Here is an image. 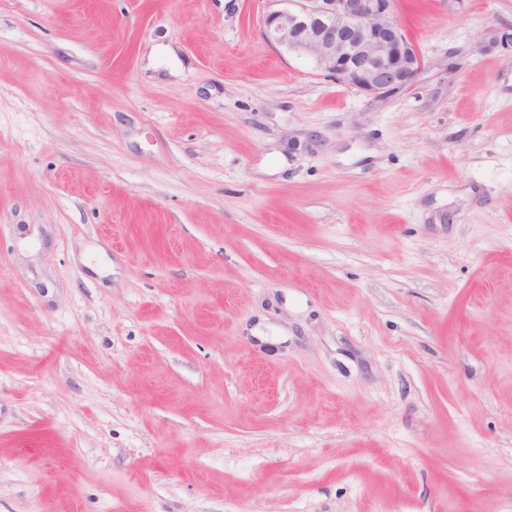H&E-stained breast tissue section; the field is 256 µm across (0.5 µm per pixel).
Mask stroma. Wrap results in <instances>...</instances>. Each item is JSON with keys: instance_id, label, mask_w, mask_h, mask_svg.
Segmentation results:
<instances>
[{"instance_id": "obj_1", "label": "stroma", "mask_w": 512, "mask_h": 512, "mask_svg": "<svg viewBox=\"0 0 512 512\" xmlns=\"http://www.w3.org/2000/svg\"><path fill=\"white\" fill-rule=\"evenodd\" d=\"M274 8L0 0V512H512V0ZM266 39L308 59L336 83L372 96L409 86L421 59L395 19L394 0H273Z\"/></svg>"}]
</instances>
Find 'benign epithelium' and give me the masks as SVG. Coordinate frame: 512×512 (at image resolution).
<instances>
[{
  "label": "benign epithelium",
  "mask_w": 512,
  "mask_h": 512,
  "mask_svg": "<svg viewBox=\"0 0 512 512\" xmlns=\"http://www.w3.org/2000/svg\"><path fill=\"white\" fill-rule=\"evenodd\" d=\"M266 39L337 83L382 96L409 86L421 59L395 19L394 0H281Z\"/></svg>",
  "instance_id": "benign-epithelium-1"
}]
</instances>
